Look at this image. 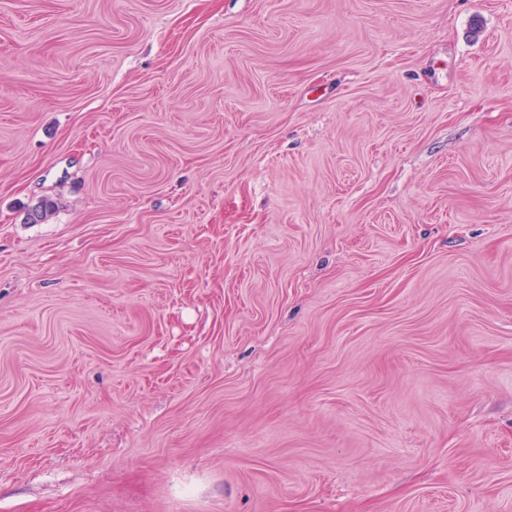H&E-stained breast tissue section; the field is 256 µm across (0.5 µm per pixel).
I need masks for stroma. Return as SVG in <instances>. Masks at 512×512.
I'll return each mask as SVG.
<instances>
[{
  "label": "stroma",
  "instance_id": "35a3bbf8",
  "mask_svg": "<svg viewBox=\"0 0 512 512\" xmlns=\"http://www.w3.org/2000/svg\"><path fill=\"white\" fill-rule=\"evenodd\" d=\"M0 512H512V0H0Z\"/></svg>",
  "mask_w": 512,
  "mask_h": 512
}]
</instances>
